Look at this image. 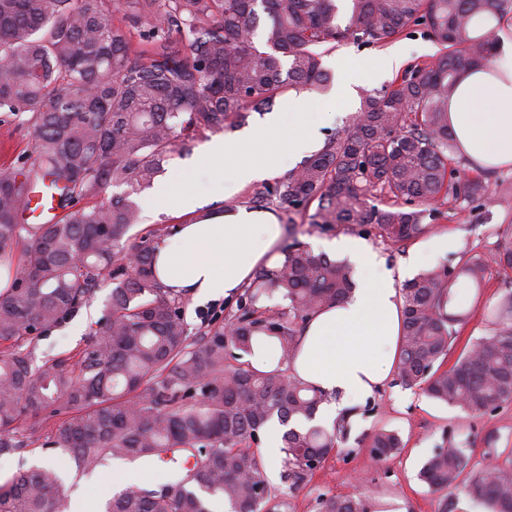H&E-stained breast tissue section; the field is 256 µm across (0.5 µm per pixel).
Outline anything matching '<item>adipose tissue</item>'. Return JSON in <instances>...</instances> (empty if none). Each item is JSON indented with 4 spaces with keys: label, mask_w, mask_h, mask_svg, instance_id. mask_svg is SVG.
Segmentation results:
<instances>
[{
    "label": "adipose tissue",
    "mask_w": 512,
    "mask_h": 512,
    "mask_svg": "<svg viewBox=\"0 0 512 512\" xmlns=\"http://www.w3.org/2000/svg\"><path fill=\"white\" fill-rule=\"evenodd\" d=\"M363 78L348 75L337 92L293 94L279 107L287 121L271 118L253 138L249 154L238 143L212 137L202 148L206 160L224 166L229 189L278 174L285 157L319 148V131L336 106L345 103ZM448 118L460 150L482 167L512 165V44L502 45L494 63L467 69L448 106ZM145 212L182 216L176 232L158 248L164 287L194 301L229 298L270 262L281 229L273 213L245 207L215 210L208 199L157 183L143 202ZM322 249L350 256L363 275L359 288L306 325L298 352L289 364L295 374L331 395L318 419L333 422L338 401L374 394L391 380L401 330V300L392 270L365 244L350 238L325 241Z\"/></svg>",
    "instance_id": "1"
}]
</instances>
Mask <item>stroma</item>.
<instances>
[{"mask_svg": "<svg viewBox=\"0 0 512 512\" xmlns=\"http://www.w3.org/2000/svg\"><path fill=\"white\" fill-rule=\"evenodd\" d=\"M383 52V47L348 40L326 56L324 64L336 75L356 62L370 69ZM202 146L198 140L188 154L173 155L167 175L186 190L207 197L213 183L223 179L224 173L200 158ZM31 149V137L17 120L0 121V172L16 171L19 157L29 154ZM510 233L512 203L493 206L457 200L453 211L436 215L428 234L420 238L425 244L431 236L446 235L455 240V247L440 259L424 256L423 266L429 269L439 261H452L465 250L489 254L501 237ZM509 290H512V273L490 270L480 308L462 329L457 348H464L493 330L489 311ZM111 291V279H104L82 315L52 329L38 341L36 355H72L84 348ZM355 406L352 436L380 428L394 429L402 438L401 450L384 462L374 461L365 448L350 446L333 452L323 467L308 477L304 487L291 495V512H317L319 496L352 493L371 499L383 512H438L439 494L430 492L418 477L423 463L435 449L456 442L468 456L470 469L475 471L483 469L489 460L512 458V402L492 412L465 413L427 398L419 389L392 380L373 395L356 400ZM61 471L68 502L75 512H105L107 500L120 491L119 485L112 482L111 466L96 468L81 477L76 476L71 463L63 465Z\"/></svg>", "mask_w": 512, "mask_h": 512, "instance_id": "35a3bbf8", "label": "stroma"}]
</instances>
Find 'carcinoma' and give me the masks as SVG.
I'll use <instances>...</instances> for the list:
<instances>
[{
	"instance_id": "1",
	"label": "carcinoma",
	"mask_w": 512,
	"mask_h": 512,
	"mask_svg": "<svg viewBox=\"0 0 512 512\" xmlns=\"http://www.w3.org/2000/svg\"><path fill=\"white\" fill-rule=\"evenodd\" d=\"M123 14L128 24L112 21ZM512 0H0V112L26 116L32 152L0 173V255L18 252L0 290V454L41 442L79 469L110 458L186 469L110 499L106 512H290L260 452L263 427L283 435L284 478L295 491L349 440L353 410L333 427H298L327 400L289 372L306 321L347 298L355 271L294 241L246 287L224 324L191 337L184 299L155 270L158 243L137 242L138 198L198 135L249 123L289 93L333 81L323 57L347 39L378 45L422 25L440 46L434 61L391 86L364 92L351 123L325 139L288 176L248 203L276 202L322 232L359 229L401 247L427 232L425 207L448 197L512 196L484 172L460 184V152L448 101L464 70L493 62ZM139 44L133 45L132 32ZM177 33L183 49L172 41ZM112 186L117 192L105 195ZM52 198L58 219L26 223ZM512 271V235L489 256L466 251L406 280L397 380L464 411L512 402V290L492 310L497 328L447 365L477 311L458 288L480 289L490 266ZM109 307L74 356L37 358L39 338L89 303L104 274ZM275 297L285 304L267 305ZM257 347L279 358L258 369ZM378 429L357 441L379 462L400 448ZM466 454L437 449L419 472L430 489L462 490L492 512H512V462L460 477ZM52 467L0 484V512H66ZM318 512H372L363 495L323 497Z\"/></svg>"
}]
</instances>
